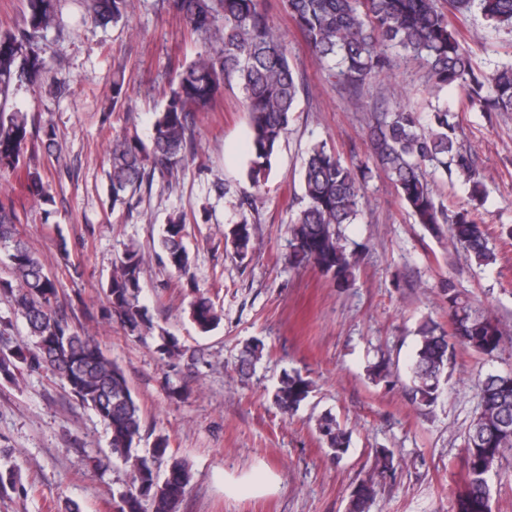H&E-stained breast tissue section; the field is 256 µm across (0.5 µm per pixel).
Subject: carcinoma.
Wrapping results in <instances>:
<instances>
[{
	"label": "carcinoma",
	"instance_id": "carcinoma-1",
	"mask_svg": "<svg viewBox=\"0 0 512 512\" xmlns=\"http://www.w3.org/2000/svg\"><path fill=\"white\" fill-rule=\"evenodd\" d=\"M188 32L203 37L201 51L185 66L164 108L155 113L151 147L137 133L126 131L112 139L108 178L112 202H126L142 187L152 186L155 174L172 176L195 149V114L212 108L232 80L239 85L250 120L247 178L255 186L268 180L280 139L296 111L300 83L288 52L263 13L260 0H169ZM290 17L309 42L329 76L351 87H361L373 74L392 66L389 51L397 49L421 60L438 87L454 83L463 88L472 107L483 112H512V65L490 76L475 72L463 36L451 29L447 11L461 15L479 12L494 29H512V0H284ZM94 21L117 24L126 16L127 0H89ZM56 0H27L23 28L0 32V100L22 82L39 86L48 71L39 43L56 21ZM455 115L436 109L428 126L404 107L383 112L369 128L375 160L395 185L416 223L435 237L448 235V244L462 250L479 265L495 261L482 225L463 210L443 228L447 216L435 201L425 177L427 168L456 174L469 185L470 195L484 193L481 174L472 156L457 142ZM31 132L28 115L0 107V172L18 169ZM369 168L348 164L327 142L312 144L303 163L302 191L306 201L288 227V261L311 265L337 285L348 283L360 256L347 250L341 225L353 224L365 203L363 183ZM29 190L44 204L54 198L36 172L28 173ZM20 218L10 197H0V246L10 249L8 279L0 278V294L26 324L29 341L10 345L4 339L13 327L0 321V377L10 379L20 366L49 369L83 407L94 410L111 431L112 455L133 472L134 489L120 497L117 512H177L192 480L184 460L168 455L160 438L151 458L141 457L140 408L124 371L104 355L90 337L74 329L57 309L59 288L45 272L38 254L19 236ZM186 216H172L162 247L168 265L182 276L191 263L183 246ZM233 255L241 260L253 250V227L246 221L224 234ZM142 257L129 247L115 264L107 289V317L128 334L144 336L152 329L146 309L139 304ZM448 326L425 321L418 330L415 357L409 366L410 401L423 411L431 406L452 363L455 346L492 356L512 339V329L463 297L453 282L444 285ZM190 317L207 333L221 320L213 303L198 296ZM170 358H187L173 337L161 344ZM264 356V344L255 339L240 351L238 371L246 375ZM373 380L394 382L396 374L382 360L370 367ZM312 382L299 373L285 374L272 394V403L284 414L296 412L311 392ZM315 432L332 463L347 453L350 432L330 412L315 420ZM512 458V372L490 374L479 388V408L464 436L462 465L466 479L455 495L451 512H492L489 479ZM166 461L158 478L153 461ZM399 463L393 452L375 450L371 470L356 483L347 512H368L383 480L395 474Z\"/></svg>",
	"mask_w": 512,
	"mask_h": 512
}]
</instances>
